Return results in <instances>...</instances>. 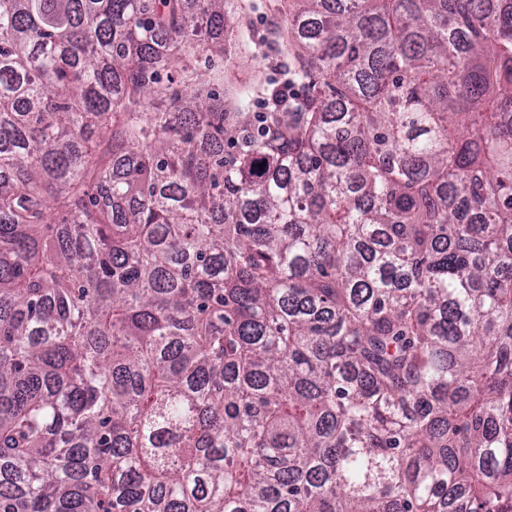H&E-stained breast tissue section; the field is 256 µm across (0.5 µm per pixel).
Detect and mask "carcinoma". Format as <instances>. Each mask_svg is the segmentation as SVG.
I'll return each mask as SVG.
<instances>
[{"label": "carcinoma", "instance_id": "cac0c4a2", "mask_svg": "<svg viewBox=\"0 0 512 512\" xmlns=\"http://www.w3.org/2000/svg\"><path fill=\"white\" fill-rule=\"evenodd\" d=\"M190 2L0 0V512H512V0ZM259 7L249 12L246 18V25L255 36V40L259 37L264 36L268 33L269 29L279 22V17L273 12L269 11L264 4L268 3V0H254ZM237 67H235L234 72L236 77L240 79H249L255 70H260L265 77H274L275 71L272 70V65L276 62V54L267 50V55L263 59H259L257 61H252L247 57H243L237 60Z\"/></svg>", "mask_w": 512, "mask_h": 512}]
</instances>
